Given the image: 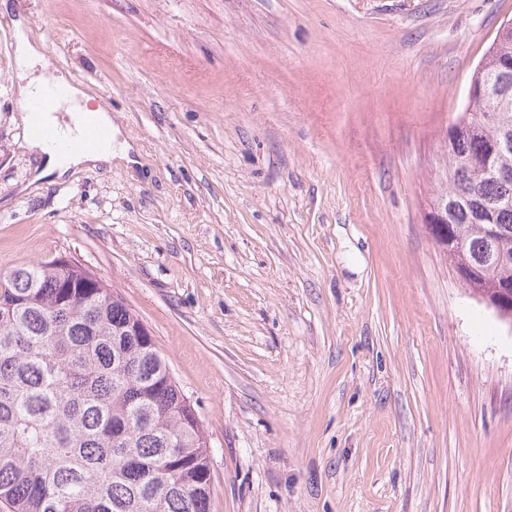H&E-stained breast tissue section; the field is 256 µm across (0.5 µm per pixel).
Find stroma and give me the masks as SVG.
Listing matches in <instances>:
<instances>
[{
  "label": "stroma",
  "instance_id": "stroma-1",
  "mask_svg": "<svg viewBox=\"0 0 512 512\" xmlns=\"http://www.w3.org/2000/svg\"><path fill=\"white\" fill-rule=\"evenodd\" d=\"M512 0H6L0 272L65 254L151 331L211 512H512V326L426 222ZM127 166L29 186L13 20Z\"/></svg>",
  "mask_w": 512,
  "mask_h": 512
}]
</instances>
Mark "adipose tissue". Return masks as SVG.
<instances>
[{"label": "adipose tissue", "instance_id": "1", "mask_svg": "<svg viewBox=\"0 0 512 512\" xmlns=\"http://www.w3.org/2000/svg\"><path fill=\"white\" fill-rule=\"evenodd\" d=\"M43 58L40 45L30 38L23 24H16L13 61L16 75L15 87L19 98L27 102L40 95L48 87L63 88L64 94L61 101L71 108L70 123L60 124L57 116L51 113L46 114L44 120L47 125L55 129L59 137L65 139L79 138L85 122L88 121L107 129L111 128L110 114L91 105L95 97L92 87L72 84L61 74L48 78L31 77L32 67ZM22 147L39 159V165L35 167L32 176L33 181L36 182L46 178L63 180L70 171L77 167L105 168L111 166L115 161L126 162L129 161L131 152V147L127 142L115 143L109 140L94 147L63 152L30 136L25 137Z\"/></svg>", "mask_w": 512, "mask_h": 512}]
</instances>
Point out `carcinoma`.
<instances>
[{
    "mask_svg": "<svg viewBox=\"0 0 512 512\" xmlns=\"http://www.w3.org/2000/svg\"><path fill=\"white\" fill-rule=\"evenodd\" d=\"M512 81V36L493 40L472 81ZM494 123L448 128L440 195L452 267L484 299L512 282V102ZM498 171L509 176L502 178ZM139 318L85 268L51 257L0 274V501L11 512H210L199 419Z\"/></svg>",
    "mask_w": 512,
    "mask_h": 512,
    "instance_id": "carcinoma-1",
    "label": "carcinoma"
}]
</instances>
